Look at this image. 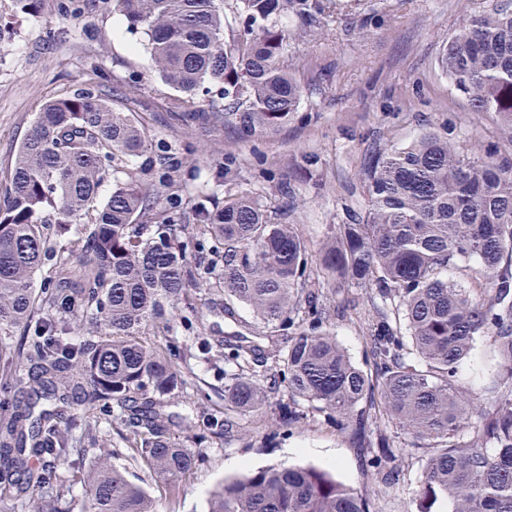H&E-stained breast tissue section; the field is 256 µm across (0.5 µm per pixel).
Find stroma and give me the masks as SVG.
<instances>
[{
  "label": "stroma",
  "mask_w": 512,
  "mask_h": 512,
  "mask_svg": "<svg viewBox=\"0 0 512 512\" xmlns=\"http://www.w3.org/2000/svg\"><path fill=\"white\" fill-rule=\"evenodd\" d=\"M497 0H356L352 10L333 15L315 37H289L283 57L303 88L300 104L277 134L257 135L228 144L197 142L195 135L159 123L156 138L197 150L189 163L195 183L224 195L252 192L275 212L279 222L296 225L311 247L330 237L348 211L365 203L357 171L376 142L401 147L427 124L453 126L459 140L489 143L496 139L491 115L472 112L450 87L439 65L448 38L473 14ZM58 0H42L37 14L21 13L16 0H0V177L10 167L30 131L42 102L87 79L103 74L108 85L138 79L141 89L128 106L137 112H165L176 96L152 71L144 33H133L112 0H90L76 17L59 11ZM377 22L359 34L356 17ZM316 165L302 168L303 156ZM219 157L229 173L218 178L209 157ZM212 294L190 289L172 314L173 330L159 337L173 368L186 380L184 403L207 415L224 408V336L252 334L258 323L246 305H236L235 320L211 310ZM373 317L370 307L336 319V338L351 360L371 369L367 344ZM285 384L270 388L267 402L247 414L231 438L211 434L206 425L187 440L196 456L189 476L172 487L157 486L144 462L128 457L121 427L110 413L77 412L68 433L81 441L83 455L73 464L87 471L99 450L114 448L112 462L154 502L156 512H205L218 484L271 465L314 466L370 501L371 512H417V481L431 451L424 441L389 428L402 455L399 477L385 483L370 468L366 449L337 430L325 414L308 410L300 422L276 421L287 401Z\"/></svg>",
  "instance_id": "1"
}]
</instances>
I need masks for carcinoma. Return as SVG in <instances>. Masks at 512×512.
Here are the masks:
<instances>
[{
    "instance_id": "carcinoma-1",
    "label": "carcinoma",
    "mask_w": 512,
    "mask_h": 512,
    "mask_svg": "<svg viewBox=\"0 0 512 512\" xmlns=\"http://www.w3.org/2000/svg\"><path fill=\"white\" fill-rule=\"evenodd\" d=\"M148 36L154 73L180 93L164 122L201 139L271 134L302 96L282 58L284 16L314 35L340 0H113ZM441 66L471 109L495 114L498 141L466 146L427 127L401 148L375 149L359 172L367 204L313 252L295 224H276L242 191L189 193L187 148L150 135L153 112H132L98 75L44 101L0 180V340L27 396L0 416V496L39 489L49 512H70L58 465L77 452L62 432L72 408L98 407L155 480L190 474L195 456L171 439L190 413H165L186 382L151 337L193 286L224 294V315L247 305L262 325L224 336L232 383L223 436L260 408L253 366L268 359L291 401H306L370 449L393 482L400 448L379 425L428 442L419 512H512V11L471 16L448 38ZM211 107L201 111L198 96ZM79 253L83 273L73 274ZM46 269L41 292L34 279ZM365 291L373 371L336 340L324 288ZM41 317H36V314ZM479 336L493 340L489 406L459 385ZM479 413L476 433L465 428ZM104 448L83 476L85 512H155ZM207 512H369L350 486L315 467L261 468L224 482Z\"/></svg>"
}]
</instances>
